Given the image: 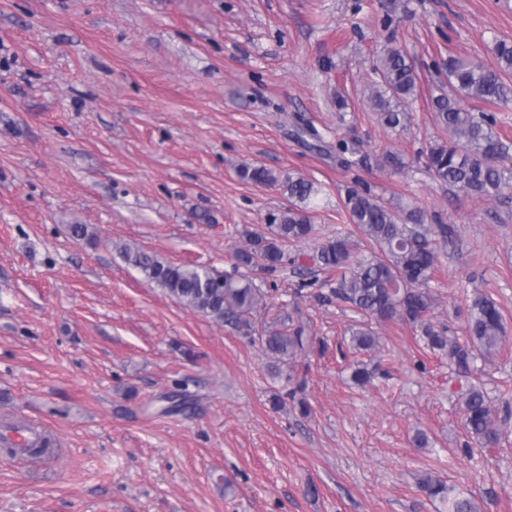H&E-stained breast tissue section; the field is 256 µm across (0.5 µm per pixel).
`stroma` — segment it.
I'll list each match as a JSON object with an SVG mask.
<instances>
[{
  "label": "stroma",
  "instance_id": "35a3bbf8",
  "mask_svg": "<svg viewBox=\"0 0 512 512\" xmlns=\"http://www.w3.org/2000/svg\"><path fill=\"white\" fill-rule=\"evenodd\" d=\"M405 2L387 27L379 0H0V430L35 424L53 443L0 453V512H443L418 488L427 474L479 512H512V438L465 455L459 406L472 381L512 415V191L484 201L422 170L345 172L294 127L410 161L443 137L435 62L495 64L512 0ZM391 40L420 74L399 134L367 103ZM243 163L325 187L315 239L292 256L345 228L337 189L356 179L455 225L432 320L463 337L470 298L488 295L506 319L502 348L465 378L390 322L361 354L347 304L296 295L292 266L273 278L253 268L255 285L278 286L271 316L301 319L313 338L292 392L260 345L117 252L234 272L248 234L289 206L283 188L239 179ZM73 224L95 240L73 238ZM358 360L383 378L355 386ZM182 391L193 409L167 411ZM419 430L428 448L413 446Z\"/></svg>",
  "mask_w": 512,
  "mask_h": 512
}]
</instances>
